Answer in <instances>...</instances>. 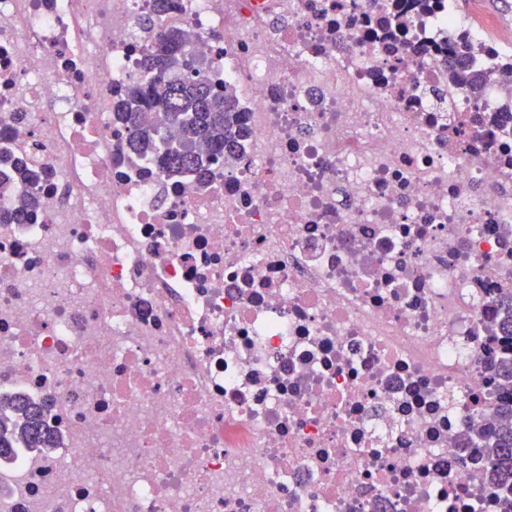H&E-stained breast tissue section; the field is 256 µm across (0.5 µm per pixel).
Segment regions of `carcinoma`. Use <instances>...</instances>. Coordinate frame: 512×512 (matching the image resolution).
<instances>
[{
	"instance_id": "cac0c4a2",
	"label": "carcinoma",
	"mask_w": 512,
	"mask_h": 512,
	"mask_svg": "<svg viewBox=\"0 0 512 512\" xmlns=\"http://www.w3.org/2000/svg\"><path fill=\"white\" fill-rule=\"evenodd\" d=\"M168 0H154L153 12L141 15L137 25L148 45L141 74L121 90L113 106L117 118L127 123L130 145L139 151L158 152V165L169 178L200 173L224 160L243 136L232 87L215 89L203 75V62L193 53V33L175 28L155 35L157 17ZM159 120L147 124L142 113ZM176 127L181 138L159 146L163 130ZM484 459L496 474L494 491L503 512H512V406L499 405L481 429ZM21 448L51 452L56 440L46 428L41 406L0 399V457Z\"/></svg>"
}]
</instances>
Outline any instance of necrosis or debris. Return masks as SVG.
<instances>
[{
    "label": "necrosis or debris",
    "mask_w": 512,
    "mask_h": 512,
    "mask_svg": "<svg viewBox=\"0 0 512 512\" xmlns=\"http://www.w3.org/2000/svg\"><path fill=\"white\" fill-rule=\"evenodd\" d=\"M153 0H0V396L52 453L0 512H498L472 435L512 298V24L460 0H170L235 85L232 164L113 120ZM403 20L405 44L381 28ZM467 41L478 90L448 80Z\"/></svg>",
    "instance_id": "necrosis-or-debris-1"
}]
</instances>
